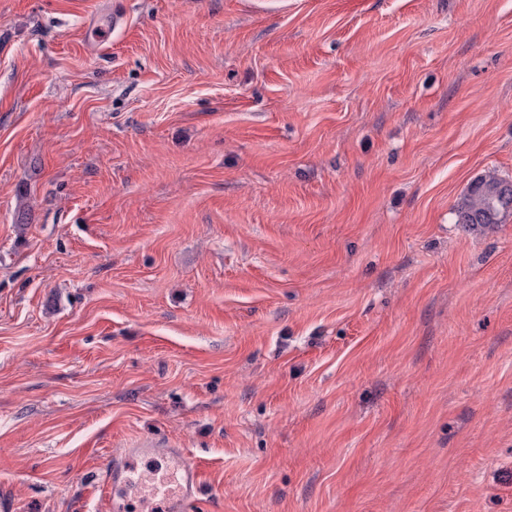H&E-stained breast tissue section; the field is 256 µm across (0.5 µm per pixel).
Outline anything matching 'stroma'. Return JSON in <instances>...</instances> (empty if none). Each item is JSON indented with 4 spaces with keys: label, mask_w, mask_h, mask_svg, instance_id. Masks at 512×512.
Here are the masks:
<instances>
[{
    "label": "stroma",
    "mask_w": 512,
    "mask_h": 512,
    "mask_svg": "<svg viewBox=\"0 0 512 512\" xmlns=\"http://www.w3.org/2000/svg\"><path fill=\"white\" fill-rule=\"evenodd\" d=\"M488 174L512 0H0L4 512L146 439L203 512H512Z\"/></svg>",
    "instance_id": "35a3bbf8"
}]
</instances>
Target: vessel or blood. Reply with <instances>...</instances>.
<instances>
[{"label": "vessel or blood", "mask_w": 512, "mask_h": 512, "mask_svg": "<svg viewBox=\"0 0 512 512\" xmlns=\"http://www.w3.org/2000/svg\"><path fill=\"white\" fill-rule=\"evenodd\" d=\"M146 448H128L108 460L97 480L107 512H128L123 490L128 483L143 481L151 495L161 498L163 512H195L196 491L202 483L199 464L185 460L182 449H169L171 463L160 472H139L137 461L149 456Z\"/></svg>", "instance_id": "vessel-or-blood-1"}]
</instances>
